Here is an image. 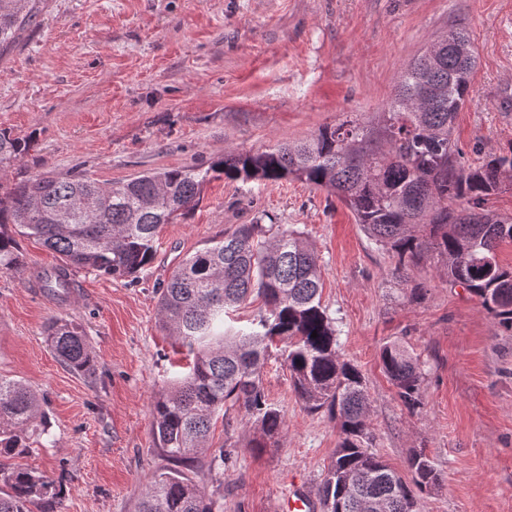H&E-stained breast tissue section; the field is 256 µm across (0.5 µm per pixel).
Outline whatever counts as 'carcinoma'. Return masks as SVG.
Segmentation results:
<instances>
[{"label": "carcinoma", "instance_id": "carcinoma-1", "mask_svg": "<svg viewBox=\"0 0 512 512\" xmlns=\"http://www.w3.org/2000/svg\"><path fill=\"white\" fill-rule=\"evenodd\" d=\"M43 5L0 0V53ZM475 63L467 34L452 31L400 73L387 111L371 123L343 120L297 144L232 152L206 167L149 171L119 183L78 172L0 185V226L11 224L15 233L61 256L63 264L38 280L62 300L75 269L113 279L144 270L160 227L193 210L214 175L245 183L299 180L335 194L391 253L394 275L401 278L435 258L450 285L478 298L495 325L512 332V267L497 259L501 243L512 242V216L487 207L491 196L512 189V148L471 167L461 161L453 138ZM30 147L0 132V171ZM23 269L13 238L0 233V271ZM321 290L314 252L301 233L280 224H238L185 255L160 288L159 316L174 344L187 350L186 372L152 402L154 438L172 467L151 477L138 512H217V501L184 468L204 466L201 455L221 415L243 413L261 434L254 447L278 445L284 416L262 387L267 357L278 342L284 343L281 356L298 398L312 412L326 409L340 431L319 490L325 512H416L418 496L440 485L422 452L409 457L404 478L368 450L365 380L338 351L335 321L322 306ZM253 295L264 300L266 312L248 329L235 327L233 312ZM46 336L70 371H94L78 325L55 318ZM381 362L400 401L410 410L419 407V356L391 343ZM34 432H47L38 396L22 381L0 375V479L10 489L0 496V512H32L59 496L45 477L8 464L27 452Z\"/></svg>", "mask_w": 512, "mask_h": 512}]
</instances>
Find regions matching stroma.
<instances>
[{
  "label": "stroma",
  "mask_w": 512,
  "mask_h": 512,
  "mask_svg": "<svg viewBox=\"0 0 512 512\" xmlns=\"http://www.w3.org/2000/svg\"><path fill=\"white\" fill-rule=\"evenodd\" d=\"M457 29L478 53L454 132L474 166L512 145V0H46L0 54V130L31 143L0 181L84 172L121 182L297 143L345 112L365 121L387 107L401 71ZM256 220L301 232L318 257L339 350L367 383L371 452L400 473L419 450L434 462L442 481L419 512H512V333L436 261L395 278L392 256L326 190L221 177L163 226L145 270L125 279L74 271L64 303L35 283L59 254L18 237L24 273L0 272V375L26 383L49 421L11 461L60 489L45 512H135L146 480L168 468L151 402L176 379L180 356L159 325V284L203 241ZM56 316L84 328L92 374L55 357L44 330ZM392 342L423 364L417 412L382 369ZM263 387L284 415L278 446L253 448V429L230 414L209 440L223 464L190 476L219 512H280L295 491L322 512L336 422L304 407L279 357Z\"/></svg>",
  "instance_id": "35a3bbf8"
}]
</instances>
